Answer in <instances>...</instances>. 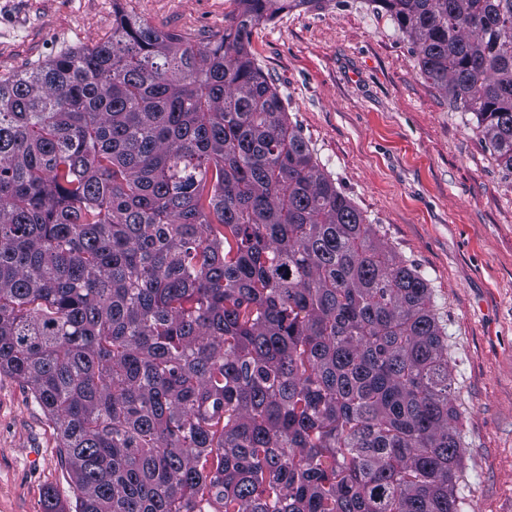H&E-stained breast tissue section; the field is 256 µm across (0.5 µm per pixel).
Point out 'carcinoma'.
<instances>
[{
	"instance_id": "obj_1",
	"label": "carcinoma",
	"mask_w": 512,
	"mask_h": 512,
	"mask_svg": "<svg viewBox=\"0 0 512 512\" xmlns=\"http://www.w3.org/2000/svg\"><path fill=\"white\" fill-rule=\"evenodd\" d=\"M112 34L0 79V374L76 512H461L448 342L250 49ZM512 173V0H369Z\"/></svg>"
}]
</instances>
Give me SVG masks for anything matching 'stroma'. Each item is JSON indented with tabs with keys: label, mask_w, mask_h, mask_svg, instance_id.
Segmentation results:
<instances>
[{
	"label": "stroma",
	"mask_w": 512,
	"mask_h": 512,
	"mask_svg": "<svg viewBox=\"0 0 512 512\" xmlns=\"http://www.w3.org/2000/svg\"><path fill=\"white\" fill-rule=\"evenodd\" d=\"M206 44L233 0H121ZM112 31V0H0V79ZM251 50L320 166L396 259L430 281L448 338L463 512H512V175L468 115L420 75L419 54L367 0H322L254 27ZM74 506L52 422L0 376V512Z\"/></svg>",
	"instance_id": "35a3bbf8"
}]
</instances>
